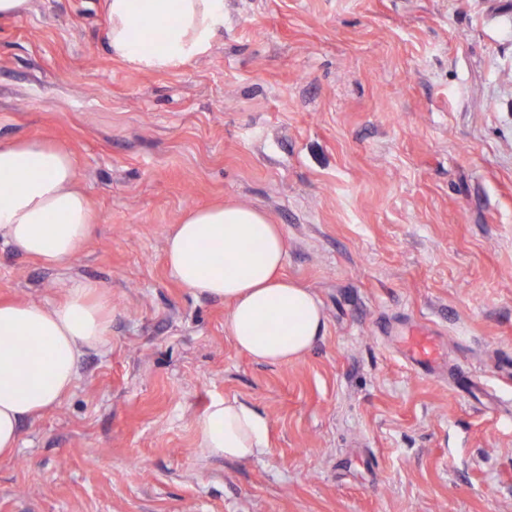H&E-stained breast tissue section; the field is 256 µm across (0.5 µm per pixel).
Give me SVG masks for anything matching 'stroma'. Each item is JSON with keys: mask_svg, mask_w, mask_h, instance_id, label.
Segmentation results:
<instances>
[{"mask_svg": "<svg viewBox=\"0 0 512 512\" xmlns=\"http://www.w3.org/2000/svg\"><path fill=\"white\" fill-rule=\"evenodd\" d=\"M103 15L0 21V142L68 145L96 215L61 267L0 241V301L112 297L109 344L0 458V512H512V0H224L211 51L161 72ZM216 203L280 225L325 315L304 356L253 361L171 276L169 228ZM411 323L437 375L402 359ZM217 397L268 418V454L198 448ZM400 352L417 372L430 376L440 367L441 353L437 337L430 330L411 325L400 336Z\"/></svg>", "mask_w": 512, "mask_h": 512, "instance_id": "stroma-1", "label": "stroma"}]
</instances>
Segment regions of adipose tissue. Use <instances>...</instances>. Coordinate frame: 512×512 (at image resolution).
Returning <instances> with one entry per match:
<instances>
[{"label":"adipose tissue","mask_w":512,"mask_h":512,"mask_svg":"<svg viewBox=\"0 0 512 512\" xmlns=\"http://www.w3.org/2000/svg\"><path fill=\"white\" fill-rule=\"evenodd\" d=\"M149 18L154 31L140 24ZM112 57L141 71L182 67L207 54L224 27V0H106ZM90 201L69 148L44 141L0 142V240L56 267L92 234ZM287 244L260 210L235 203L183 212L166 239V262L195 296L229 308L237 348L262 363L308 353L325 315L307 288L279 274ZM112 334V304L96 284L78 283L64 301L0 302V458L11 456L22 423L57 406L77 381V365ZM270 423L244 400H212L197 419L204 453L249 460L267 453Z\"/></svg>","instance_id":"obj_1"}]
</instances>
